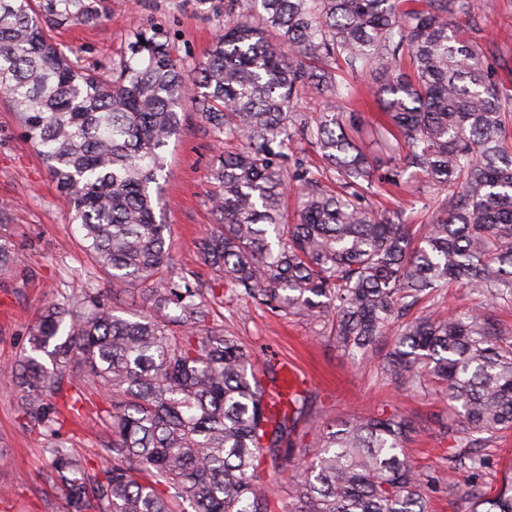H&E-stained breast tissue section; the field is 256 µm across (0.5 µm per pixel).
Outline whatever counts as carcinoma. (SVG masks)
<instances>
[{"label": "carcinoma", "instance_id": "cac0c4a2", "mask_svg": "<svg viewBox=\"0 0 512 512\" xmlns=\"http://www.w3.org/2000/svg\"><path fill=\"white\" fill-rule=\"evenodd\" d=\"M111 9L112 0H0V90L86 250L112 282L142 286L146 306L132 320L96 294L52 299L28 348L0 369L54 436L93 396L108 404L102 457L112 465L92 473L65 442L47 448L69 512H270L265 465L288 466L314 404L307 388L279 401L275 365L258 372L233 337L198 335L208 304L172 269L156 212L186 101L204 131L239 144L211 171L220 230L201 243L232 295L329 325L351 357L368 356L408 298L454 286L478 297L406 323L383 363L405 388L431 379L459 405L444 460L464 486L476 483L480 448L512 428V341L491 314L512 298V66L489 68L470 39L482 0H224V29L191 83L160 27L137 31L129 59L105 72L71 61L48 33ZM329 60L378 83L379 138L402 141L405 164L437 191L432 223L362 203L377 162L353 136L361 116L343 111L351 85L314 66ZM307 88L324 101L312 123L297 112ZM296 132L336 173V189L306 170L288 175L281 159ZM164 272V287H147ZM416 432L402 415L322 426L285 488L288 512H428L423 489L448 482L412 465ZM466 496L469 512H512V477Z\"/></svg>", "mask_w": 512, "mask_h": 512}]
</instances>
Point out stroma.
Masks as SVG:
<instances>
[{"instance_id": "obj_1", "label": "stroma", "mask_w": 512, "mask_h": 512, "mask_svg": "<svg viewBox=\"0 0 512 512\" xmlns=\"http://www.w3.org/2000/svg\"><path fill=\"white\" fill-rule=\"evenodd\" d=\"M152 24L169 30L175 54L192 78L224 25V0H112L111 12L100 22L59 28L52 36L72 60L103 70L118 66L134 33ZM475 37L490 67L512 58V0H486ZM179 117L180 133L166 154L169 174L160 209L170 226L167 242L176 268L206 292L214 286L213 272L199 241L214 225L210 198L217 188L209 174L225 146L204 132L194 108L184 107ZM22 133L18 114L0 97V202L9 204L0 216V235L14 252L13 262L0 268V367L18 359L49 300L93 291L117 298L126 313L139 307L130 292L112 286L84 249L64 198ZM376 158L379 184L368 191L366 205L402 212L410 224L431 216L437 207L434 191L404 167L398 154L380 152ZM207 324L236 337L260 359L292 367L316 393L310 414L297 425L293 458L302 457L324 424L398 412L419 427L411 443L416 466L424 472L443 469L447 442L439 436V424L448 418L449 400L398 387L382 372L393 334L382 336L369 358L354 361L337 349L328 331L244 299L212 301ZM18 403L16 388L0 384V512H67L65 492L50 477L45 448L51 436L41 427L27 432ZM107 437L105 424L93 413L61 432L94 471L104 464L100 448Z\"/></svg>"}]
</instances>
